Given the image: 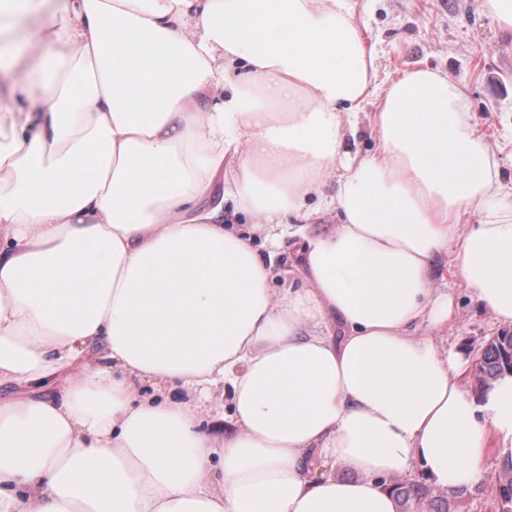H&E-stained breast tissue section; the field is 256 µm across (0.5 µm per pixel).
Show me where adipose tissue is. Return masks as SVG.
<instances>
[{"label": "adipose tissue", "instance_id": "obj_1", "mask_svg": "<svg viewBox=\"0 0 512 512\" xmlns=\"http://www.w3.org/2000/svg\"><path fill=\"white\" fill-rule=\"evenodd\" d=\"M22 2L0 27V385H66L0 398V512H399L387 477L450 494L512 460V377L474 397L412 333L452 314L444 253L512 324V186L457 85H379L352 0ZM371 99L365 155L345 144ZM287 236L304 283L275 295ZM146 377L169 392L137 396Z\"/></svg>", "mask_w": 512, "mask_h": 512}]
</instances>
